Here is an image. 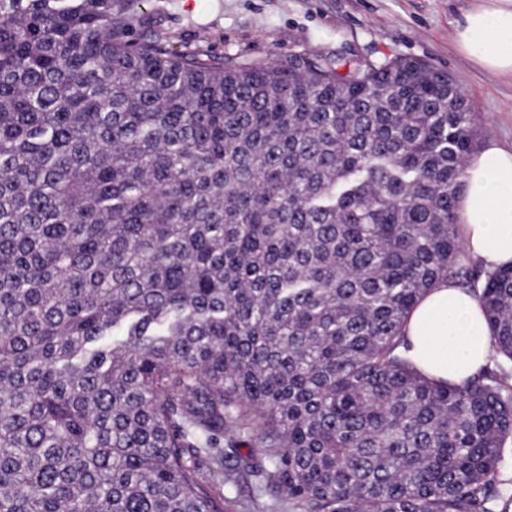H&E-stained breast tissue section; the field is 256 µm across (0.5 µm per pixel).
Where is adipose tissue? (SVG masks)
Returning <instances> with one entry per match:
<instances>
[{"label":"adipose tissue","mask_w":512,"mask_h":512,"mask_svg":"<svg viewBox=\"0 0 512 512\" xmlns=\"http://www.w3.org/2000/svg\"><path fill=\"white\" fill-rule=\"evenodd\" d=\"M457 48L481 70L512 77V0H476L453 32ZM463 246L489 266L512 264V147L487 142L466 161L457 203ZM407 357L424 375L461 383L491 352L478 300L453 283L431 288L411 311Z\"/></svg>","instance_id":"ef3b65f1"}]
</instances>
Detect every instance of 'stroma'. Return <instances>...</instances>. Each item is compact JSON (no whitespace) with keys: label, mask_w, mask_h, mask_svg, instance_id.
I'll list each match as a JSON object with an SVG mask.
<instances>
[{"label":"stroma","mask_w":512,"mask_h":512,"mask_svg":"<svg viewBox=\"0 0 512 512\" xmlns=\"http://www.w3.org/2000/svg\"><path fill=\"white\" fill-rule=\"evenodd\" d=\"M177 48L274 61L300 52L410 57L448 73L475 112L479 142L512 146V80L479 69L455 46L453 24L474 0H148Z\"/></svg>","instance_id":"1"}]
</instances>
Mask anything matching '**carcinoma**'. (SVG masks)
I'll return each mask as SVG.
<instances>
[{
    "instance_id": "cac0c4a2",
    "label": "carcinoma",
    "mask_w": 512,
    "mask_h": 512,
    "mask_svg": "<svg viewBox=\"0 0 512 512\" xmlns=\"http://www.w3.org/2000/svg\"><path fill=\"white\" fill-rule=\"evenodd\" d=\"M477 129L414 58L178 50L142 0H0V512H512V385L402 353ZM249 448L242 458L224 447ZM252 479L243 474L235 490L224 491V512H257L249 509Z\"/></svg>"
}]
</instances>
